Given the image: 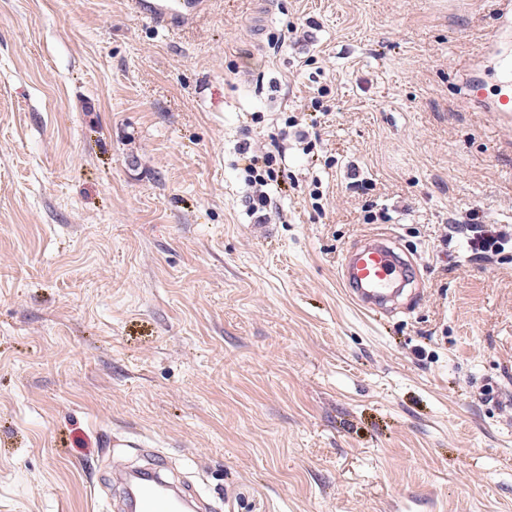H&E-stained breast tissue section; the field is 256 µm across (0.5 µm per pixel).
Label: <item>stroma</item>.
<instances>
[{
	"label": "stroma",
	"mask_w": 512,
	"mask_h": 512,
	"mask_svg": "<svg viewBox=\"0 0 512 512\" xmlns=\"http://www.w3.org/2000/svg\"><path fill=\"white\" fill-rule=\"evenodd\" d=\"M277 3L256 43L249 0H0V512H106L149 464L114 437L211 512H512V246L449 234L512 225V113L464 84L496 0ZM283 132L255 224L238 147ZM380 231L410 314L339 282ZM210 0H133L135 12L165 29L192 25L206 10ZM479 217L471 219L473 224H460L454 233L466 238L471 252L470 257L476 259H492L504 251V245L512 242V226L510 230L503 224H479Z\"/></svg>",
	"instance_id": "obj_1"
}]
</instances>
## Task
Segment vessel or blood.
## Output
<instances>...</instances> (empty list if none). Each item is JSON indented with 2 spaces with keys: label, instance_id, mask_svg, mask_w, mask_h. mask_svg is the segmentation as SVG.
Segmentation results:
<instances>
[{
  "label": "vessel or blood",
  "instance_id": "1",
  "mask_svg": "<svg viewBox=\"0 0 512 512\" xmlns=\"http://www.w3.org/2000/svg\"><path fill=\"white\" fill-rule=\"evenodd\" d=\"M210 0H132L135 12L165 29L192 25L206 10ZM499 25L490 35V43L512 38V0H497ZM274 18L271 0H259L251 11L250 26L263 33ZM475 100H489L492 111L512 112V56L498 62L493 97H485L480 85L469 84ZM340 280L351 299L363 310L387 313L397 304L412 279L409 260L398 253L390 235L380 233L366 237L347 250L339 266ZM168 462L156 458L152 479L143 483L137 495V512H181L185 501L166 481L163 471Z\"/></svg>",
  "mask_w": 512,
  "mask_h": 512
}]
</instances>
